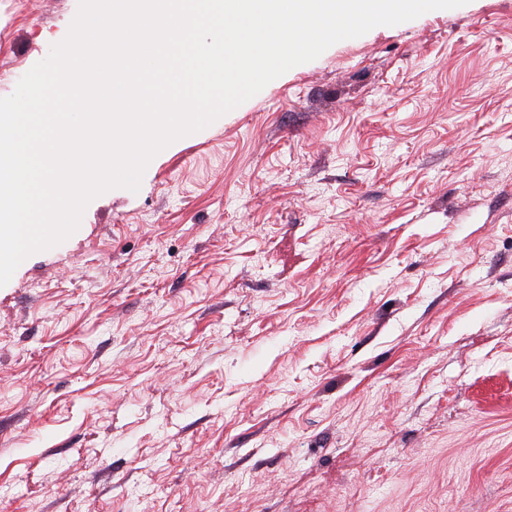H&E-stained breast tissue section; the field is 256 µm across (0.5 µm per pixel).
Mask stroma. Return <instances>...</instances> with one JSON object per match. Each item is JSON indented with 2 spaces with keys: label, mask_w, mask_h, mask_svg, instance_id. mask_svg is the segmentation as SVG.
<instances>
[{
  "label": "stroma",
  "mask_w": 512,
  "mask_h": 512,
  "mask_svg": "<svg viewBox=\"0 0 512 512\" xmlns=\"http://www.w3.org/2000/svg\"><path fill=\"white\" fill-rule=\"evenodd\" d=\"M78 0H0V97ZM0 512H512V0L335 43L0 287Z\"/></svg>",
  "instance_id": "1"
}]
</instances>
